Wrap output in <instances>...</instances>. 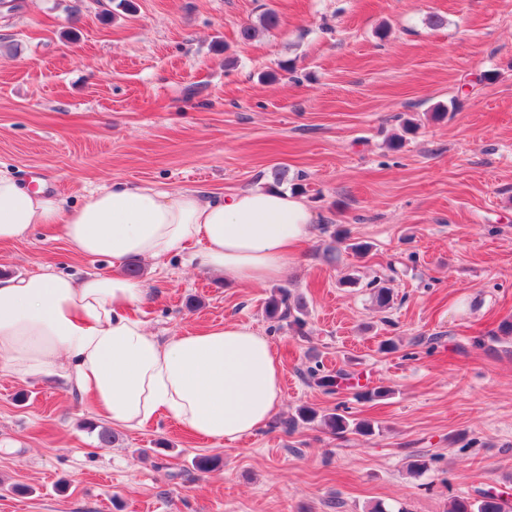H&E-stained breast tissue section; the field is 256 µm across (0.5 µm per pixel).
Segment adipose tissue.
I'll return each mask as SVG.
<instances>
[{
    "label": "adipose tissue",
    "mask_w": 512,
    "mask_h": 512,
    "mask_svg": "<svg viewBox=\"0 0 512 512\" xmlns=\"http://www.w3.org/2000/svg\"><path fill=\"white\" fill-rule=\"evenodd\" d=\"M36 224L61 225L82 254L119 270L77 279L46 270L0 277V369L19 379L62 375L113 427L138 430L160 416L213 441L262 429L282 404V370L269 340L234 322L167 339L131 317L144 288L121 265L199 246L203 264L251 287L279 281L314 214L297 195L246 189L213 198L146 185L103 189L80 206L0 174V243Z\"/></svg>",
    "instance_id": "obj_1"
}]
</instances>
